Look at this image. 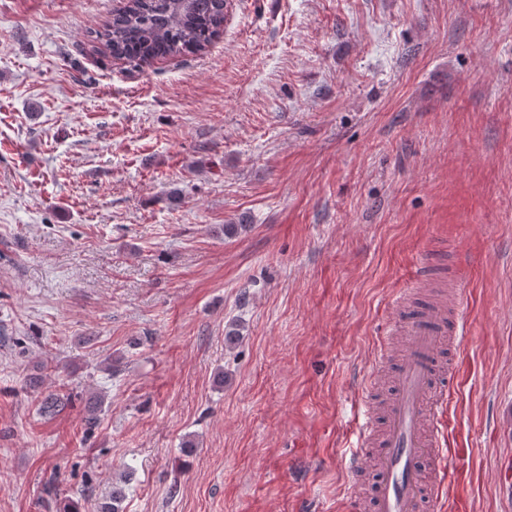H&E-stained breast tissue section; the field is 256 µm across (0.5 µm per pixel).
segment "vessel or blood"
I'll use <instances>...</instances> for the list:
<instances>
[{
	"label": "vessel or blood",
	"mask_w": 512,
	"mask_h": 512,
	"mask_svg": "<svg viewBox=\"0 0 512 512\" xmlns=\"http://www.w3.org/2000/svg\"><path fill=\"white\" fill-rule=\"evenodd\" d=\"M431 263L423 256L412 287L391 298L395 316L378 337L374 357L377 369H390L393 389L381 410L365 409L357 427L344 512H422L426 506L440 512L454 484L445 416L466 339L463 293L452 280L442 298L417 305Z\"/></svg>",
	"instance_id": "obj_1"
}]
</instances>
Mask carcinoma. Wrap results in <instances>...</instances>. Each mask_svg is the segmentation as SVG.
I'll use <instances>...</instances> for the list:
<instances>
[{
    "mask_svg": "<svg viewBox=\"0 0 512 512\" xmlns=\"http://www.w3.org/2000/svg\"><path fill=\"white\" fill-rule=\"evenodd\" d=\"M224 30V0H128L112 13L96 39L112 57L134 68L158 58L205 51ZM104 400L87 398L86 421L94 427Z\"/></svg>",
    "mask_w": 512,
    "mask_h": 512,
    "instance_id": "carcinoma-1",
    "label": "carcinoma"
}]
</instances>
